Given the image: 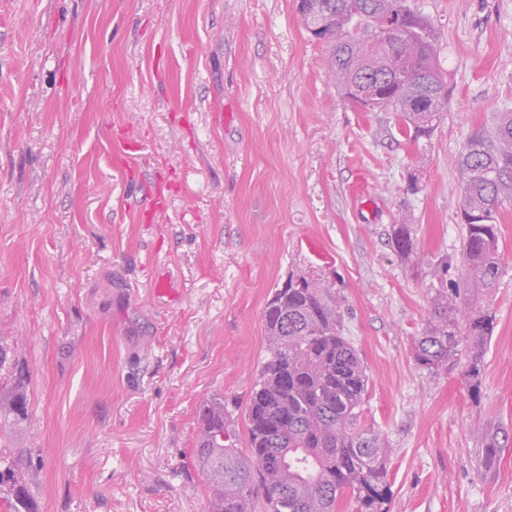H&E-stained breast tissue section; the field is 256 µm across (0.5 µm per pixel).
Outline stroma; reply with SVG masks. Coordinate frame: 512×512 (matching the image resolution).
<instances>
[{
    "instance_id": "1",
    "label": "stroma",
    "mask_w": 512,
    "mask_h": 512,
    "mask_svg": "<svg viewBox=\"0 0 512 512\" xmlns=\"http://www.w3.org/2000/svg\"><path fill=\"white\" fill-rule=\"evenodd\" d=\"M409 2L448 83L415 143L340 97L297 0H0V340L30 410L0 457L35 512H203L198 407L223 396L244 433L266 302L312 270L392 448L389 512H512V202L470 302L496 319L477 387L465 351L428 369L413 349L461 246L455 161L512 109V0ZM391 240L396 251L405 257L410 256L415 249L410 224L404 218L393 225Z\"/></svg>"
}]
</instances>
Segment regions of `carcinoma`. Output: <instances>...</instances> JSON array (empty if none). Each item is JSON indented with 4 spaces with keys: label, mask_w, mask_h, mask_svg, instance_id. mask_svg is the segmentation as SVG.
I'll return each instance as SVG.
<instances>
[{
    "label": "carcinoma",
    "mask_w": 512,
    "mask_h": 512,
    "mask_svg": "<svg viewBox=\"0 0 512 512\" xmlns=\"http://www.w3.org/2000/svg\"><path fill=\"white\" fill-rule=\"evenodd\" d=\"M298 12L307 31L328 47L327 65L337 85L359 83L370 109L397 114L413 140L428 136L448 104L430 21L408 0H323L326 14ZM386 42L385 57L372 48ZM417 95L434 102L432 112H414ZM464 226L457 258L431 270L435 294L427 327L415 341L416 361L437 368L464 346L465 378L480 373L482 350L493 336L489 311L470 315L467 296L492 288L501 275L498 216L512 199V112L472 137L457 161ZM391 240L405 257L415 249L410 224L401 218ZM459 280L448 288V271ZM466 317L465 327L459 318ZM268 357L253 384L245 411L244 447L238 446L224 397L200 404L193 449L208 489V512H341L343 499L364 512H382L388 494V441L361 425L369 376L343 336L332 284L319 275L296 274L274 289L264 309ZM0 342V418L14 426L29 419L25 376L9 362ZM0 512H32L28 473L16 462L0 466Z\"/></svg>",
    "instance_id": "obj_1"
}]
</instances>
